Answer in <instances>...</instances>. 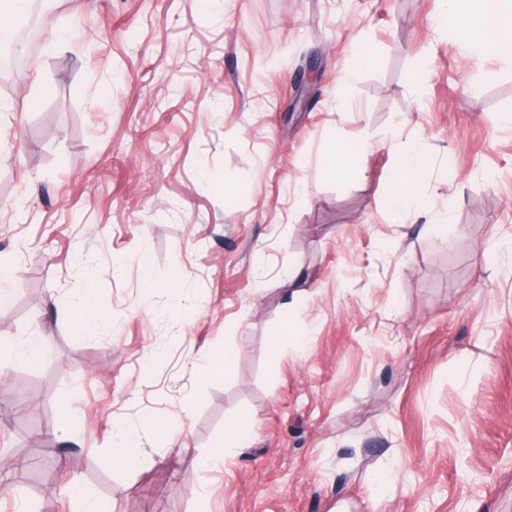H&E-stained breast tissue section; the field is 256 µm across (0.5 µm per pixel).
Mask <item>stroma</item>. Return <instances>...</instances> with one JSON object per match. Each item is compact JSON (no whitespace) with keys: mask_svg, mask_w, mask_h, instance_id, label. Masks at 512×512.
Masks as SVG:
<instances>
[{"mask_svg":"<svg viewBox=\"0 0 512 512\" xmlns=\"http://www.w3.org/2000/svg\"><path fill=\"white\" fill-rule=\"evenodd\" d=\"M441 13L56 0L0 86V339H47L0 348V417L56 466L30 486L0 420V512H512V59ZM412 145L434 162L395 215ZM84 301L107 325L77 336L56 311ZM44 342L43 336H28L11 340L6 345L14 359L36 363L44 356ZM154 423L150 416L142 418L139 428H120L116 431L113 437V455L115 459L120 461L124 458L126 449L136 446L139 439L140 432Z\"/></svg>","mask_w":512,"mask_h":512,"instance_id":"1","label":"stroma"}]
</instances>
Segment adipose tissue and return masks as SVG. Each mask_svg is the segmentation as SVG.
<instances>
[{
  "instance_id": "obj_1",
  "label": "adipose tissue",
  "mask_w": 512,
  "mask_h": 512,
  "mask_svg": "<svg viewBox=\"0 0 512 512\" xmlns=\"http://www.w3.org/2000/svg\"><path fill=\"white\" fill-rule=\"evenodd\" d=\"M446 14L462 20L466 46H477L498 56H512V0H447ZM431 164L432 157L425 148L399 153L386 200L390 211H399L402 203L410 199L418 177Z\"/></svg>"
}]
</instances>
